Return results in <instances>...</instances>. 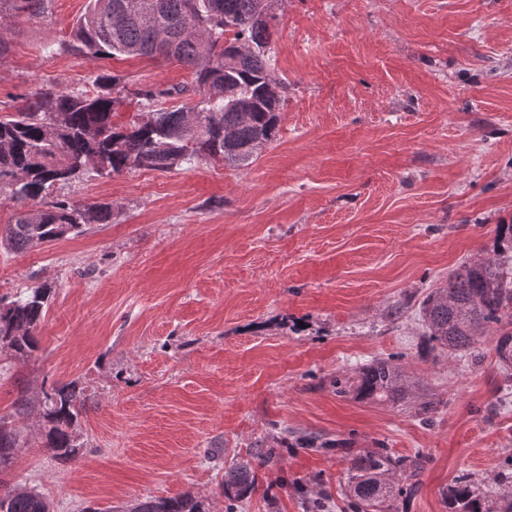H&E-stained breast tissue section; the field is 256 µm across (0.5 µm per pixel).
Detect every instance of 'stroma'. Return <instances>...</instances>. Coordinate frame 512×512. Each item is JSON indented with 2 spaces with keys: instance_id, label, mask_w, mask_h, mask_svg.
Instances as JSON below:
<instances>
[{
  "instance_id": "1",
  "label": "stroma",
  "mask_w": 512,
  "mask_h": 512,
  "mask_svg": "<svg viewBox=\"0 0 512 512\" xmlns=\"http://www.w3.org/2000/svg\"><path fill=\"white\" fill-rule=\"evenodd\" d=\"M88 0L0 29V113L44 86L93 94L101 71L190 85L170 62L97 58L69 41ZM277 136L248 169L200 160L57 186L108 202L112 221L22 251L0 247V297L54 291L28 361L0 357V420L22 443L0 473L51 512L123 508L189 492L226 512L224 465L279 429L295 447L261 469L240 512H348V460L374 448L426 465L395 512H446L456 479L512 489V378L490 332L455 359L423 344L418 306L450 273L494 257L512 224V0H279ZM392 358L434 401L340 398L329 385ZM77 382L80 458L57 464L19 395Z\"/></svg>"
}]
</instances>
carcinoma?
Returning <instances> with one entry per match:
<instances>
[{
  "instance_id": "1",
  "label": "carcinoma",
  "mask_w": 512,
  "mask_h": 512,
  "mask_svg": "<svg viewBox=\"0 0 512 512\" xmlns=\"http://www.w3.org/2000/svg\"><path fill=\"white\" fill-rule=\"evenodd\" d=\"M54 0H0V27L27 15L46 18ZM142 14L128 0H88L73 27L67 51L94 57L163 58L193 74L200 99L169 110L155 102L168 89L138 88L142 110L132 120H117L124 104L119 79L102 74L97 93L87 96L44 89L14 111L0 114V199L13 204L11 220L0 228V244L24 249L81 233L86 224L112 223V204H74L53 196L60 183L83 176L119 175L132 168L164 171L198 159H219L245 169L278 132L286 82L275 71L269 4L273 0H139ZM200 114L196 127L188 113ZM496 257L475 262L448 277L420 302L424 336L431 349L457 357L473 353L489 327L512 317V224L498 228ZM51 289L37 288L11 299L0 297V349L24 362L38 349L37 330L50 306ZM504 371L512 369V335L497 342ZM336 395L359 402L404 407L414 386L391 359H375L355 374L330 378ZM86 401L74 383L53 387L39 406L47 423L45 448L59 464L77 461V422ZM20 435L0 429V469L11 463ZM279 449L257 448L235 460L224 474L227 512L249 498L258 470L277 464ZM425 457L396 456L385 448L350 460L346 492L350 512H393L401 482L413 480ZM448 512H512V492L495 500L467 478L445 492ZM0 512H50L39 493L0 481ZM127 512H205L191 493L137 500Z\"/></svg>"
}]
</instances>
